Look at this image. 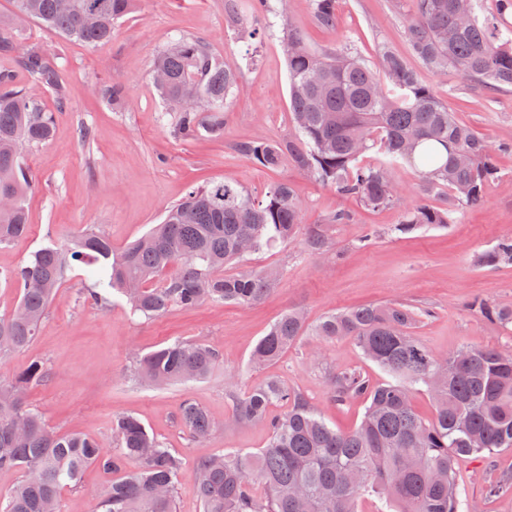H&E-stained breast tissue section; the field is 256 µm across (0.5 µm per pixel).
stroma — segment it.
<instances>
[{
  "label": "stroma",
  "mask_w": 512,
  "mask_h": 512,
  "mask_svg": "<svg viewBox=\"0 0 512 512\" xmlns=\"http://www.w3.org/2000/svg\"><path fill=\"white\" fill-rule=\"evenodd\" d=\"M412 0H336V25H317L312 0H268L258 18L229 20L225 0H139L134 13L116 26L102 46L69 41L41 23L22 26L15 50L0 54V70L12 71L16 86L31 79L19 64L39 48L63 68L66 101L58 103L46 88L37 92L42 108L55 115L51 141L25 151L32 188L25 196L31 224L27 238L0 249V277L48 243L63 241L95 227L114 249L159 223L167 207L190 186L212 181L239 183L255 199L271 187L290 183L304 225L323 224L334 212L349 220L331 226L329 249L311 251L303 239L253 255L248 270L274 269L279 279L254 305H204L175 309L159 318L133 316L124 300L112 296L97 306L83 298L93 278L84 270L69 273L34 341L0 357V380L11 379L34 361L44 362L47 381L31 387L27 405L48 426L77 431L112 446V419L137 416L183 460L177 512H201L193 470L199 459L227 450L254 452L264 447L266 422L236 423L234 401L253 387L277 379L302 392L336 429L356 427L363 401L343 404L330 395L332 376L361 369L373 380L388 375L368 361L348 338L322 340L304 335L274 363L255 370L251 352L269 325L283 312L302 311L307 326L326 315L368 304L402 303L420 312L414 335L444 356L464 346L512 345V324L486 319L472 308L483 298L512 307V265L475 267L472 256L512 235V153L496 157L499 172L486 187L480 206L450 205L447 190L426 193L417 174L392 164L398 198L371 209L338 194L291 163L267 169L236 153L241 141L257 144L293 137L288 112L289 84L282 37L290 21L316 52L348 50L375 63L379 43L406 57L421 81L432 87L461 122L490 140L512 142V89L489 91L455 71L439 73L412 57L403 18ZM206 41L225 64L240 70L241 89L224 107V133L184 141L174 134L176 114L163 103L151 82V69L169 39ZM121 80L127 99L106 102L102 80ZM450 206L447 226L397 232L407 206L414 202ZM214 346L222 355L207 379L153 387L135 381L131 369L143 356L174 339ZM202 407L217 422L208 440H192L178 419L182 401ZM512 475V449L474 455L461 461L457 474L460 500L469 512H512V493L491 494L500 477ZM111 476L88 467L79 488L64 489L63 512H92L97 495Z\"/></svg>",
  "instance_id": "35a3bbf8"
}]
</instances>
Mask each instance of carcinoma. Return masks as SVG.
Returning a JSON list of instances; mask_svg holds the SVG:
<instances>
[{
    "label": "carcinoma",
    "mask_w": 512,
    "mask_h": 512,
    "mask_svg": "<svg viewBox=\"0 0 512 512\" xmlns=\"http://www.w3.org/2000/svg\"><path fill=\"white\" fill-rule=\"evenodd\" d=\"M137 0H17V15L0 17V52L15 49L19 21L34 19L65 39L97 46L112 40L120 19ZM478 0H414L405 18L413 54L430 69L453 68L486 88H512V0H497V14L479 19ZM317 23L336 26L335 0H314ZM290 100L296 135L288 140L237 145L243 156L275 168L291 162L336 191L380 209L397 189L385 165L364 166L360 158L378 150L414 169L426 191L446 188L452 202L476 206L496 174L495 157L512 143H494L458 122L448 106L390 47L377 48L374 67L349 52L317 54L301 33L283 28ZM22 68L31 82L53 89L64 100L62 75L41 49L27 51ZM152 71L166 82L156 91L178 112L177 135L192 139L202 131L224 130V102L240 86V72L224 65L199 39L170 41ZM198 100L181 104L187 82ZM53 113L16 87L13 74L0 71V195L14 204L0 208V248L29 233L24 196L32 180L23 150L47 142ZM450 209L412 205L397 231L449 223ZM302 224L294 188L275 185L256 201L235 182L193 188L170 206L162 220L116 252L112 242L87 230L65 242L51 241L7 274L19 289L20 315L0 317V353L27 347L67 272L82 265L96 275L87 299L95 304L117 294L130 312L146 318L175 307L204 303L252 305L269 292L276 272L227 267L279 241H293ZM306 246L326 251L322 224L305 232ZM479 266L512 264V237L498 239L477 253ZM478 307L502 324H512V309ZM416 313L401 304L369 305L332 313L312 335L348 336L365 357L394 381L379 383L357 370L331 379L337 402L364 401V414L349 432H340L318 415L305 396L270 379L235 400L239 423L266 418L282 401L287 410L268 420L269 438L256 453L228 452L200 460L193 472L202 512H356L359 494L372 491L388 512H460L456 475L461 460L512 448V350L467 347L439 357L413 334ZM306 331L296 310L283 313L262 336L251 355L253 366L277 359ZM221 360L204 343L175 340L138 360L135 373L156 385L203 380ZM48 377L45 365L32 362L10 381H0V470L19 469L23 480L0 502V512H62L61 491L80 485L89 466L123 472L97 496L95 512H177L176 486L181 458L152 435L132 414L112 420L117 448L81 433L50 430L41 414L24 403L25 391ZM417 384L434 404L432 420L421 419L411 404ZM181 424L197 439L216 430L215 420L185 401Z\"/></svg>",
    "instance_id": "cac0c4a2"
}]
</instances>
